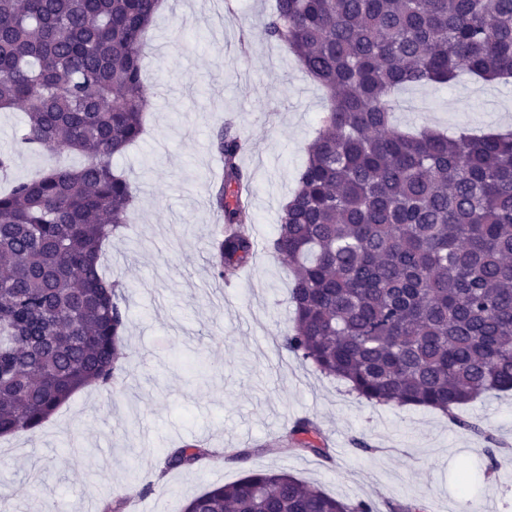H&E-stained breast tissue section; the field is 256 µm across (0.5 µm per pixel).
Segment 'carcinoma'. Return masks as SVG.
<instances>
[{"label":"carcinoma","mask_w":512,"mask_h":512,"mask_svg":"<svg viewBox=\"0 0 512 512\" xmlns=\"http://www.w3.org/2000/svg\"><path fill=\"white\" fill-rule=\"evenodd\" d=\"M158 4L0 0V110L25 113L18 146L87 158L0 194V437L112 385L125 356V291L100 259L136 201L111 158L144 134L141 46ZM264 32L326 100L273 240L293 273L284 348L372 404L450 414L512 390V130L410 133L391 119L400 87L511 78L512 0H275ZM242 147L226 123L211 140L224 160L221 280L254 251ZM282 447L330 459L307 418ZM210 456L175 448L164 469ZM184 512L377 509L267 470Z\"/></svg>","instance_id":"cac0c4a2"}]
</instances>
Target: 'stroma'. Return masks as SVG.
Returning a JSON list of instances; mask_svg holds the SVG:
<instances>
[{
    "label": "stroma",
    "instance_id": "1",
    "mask_svg": "<svg viewBox=\"0 0 512 512\" xmlns=\"http://www.w3.org/2000/svg\"><path fill=\"white\" fill-rule=\"evenodd\" d=\"M275 0H169L142 46L152 106L143 140L113 156L136 189L121 232L104 250L106 276L126 283L127 355L113 387L74 394L35 433L0 438V512H102L134 484L123 512H183L206 488L275 469L379 512L425 505L469 512L481 501L512 512V391L460 406L456 416L379 405L350 393L282 348L293 313L292 275L271 247L283 202L325 108L321 91L264 23ZM395 123L476 133L512 127V83L464 76L453 86L408 87ZM21 111H0V152L12 167L1 189L46 170L49 152L20 149ZM232 122L246 143L257 246L229 281L211 274L218 176L209 142ZM311 418L333 457L285 453L272 443ZM481 433L467 430V423ZM187 442L219 450L202 464L164 470ZM248 448L243 462L228 449Z\"/></svg>",
    "mask_w": 512,
    "mask_h": 512
}]
</instances>
